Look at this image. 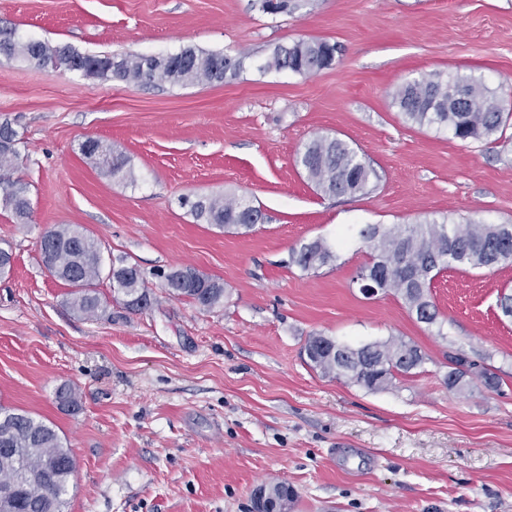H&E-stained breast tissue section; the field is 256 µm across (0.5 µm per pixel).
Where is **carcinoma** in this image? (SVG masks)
I'll return each mask as SVG.
<instances>
[{"label":"carcinoma","instance_id":"obj_1","mask_svg":"<svg viewBox=\"0 0 512 512\" xmlns=\"http://www.w3.org/2000/svg\"><path fill=\"white\" fill-rule=\"evenodd\" d=\"M8 42L0 41V55L7 58L76 62L79 68L105 81L136 86L164 81L173 86L200 83L224 84L241 75L245 57L225 65L226 55L187 47L160 56L150 80H144L147 58L142 54L82 55L67 45L41 40H23L13 30ZM336 45L324 40L299 39L288 46H276L262 69L288 70L307 75L317 67L329 69L335 63ZM393 103L411 124L450 130L462 141H496L497 134L512 121L497 92L468 75L443 77L440 73L401 83L392 93ZM21 135L10 123L0 125V210L25 221L31 212L28 184L14 177L18 169ZM95 167L112 178L133 179L129 160L101 143L94 152L81 151ZM297 163L307 178L328 196L365 194L372 170L362 154L346 141L321 136L306 143ZM195 220L219 229H251L263 222L264 214L248 197L226 199L223 195L199 197L189 203ZM358 236L368 250L369 261L360 271L382 274L381 291L398 297L408 313L420 323L433 325L440 313L432 301L433 281L451 269H486L512 264V224H459L424 222L382 227L366 224ZM46 270L74 291L68 304L73 311L94 318L103 310L96 290L101 280L113 296L131 310H140L139 300L148 295L145 275L123 256L104 264L95 239L72 224L52 227L39 247ZM337 259L335 250L317 238L292 250L291 263L303 272L315 271ZM160 287L175 299L186 298L203 309L224 303V281L204 275L191 266L160 271ZM304 353L311 367L324 375L343 378L371 391L382 390L397 376L408 375L425 364L426 356L414 344L399 337L360 345L340 342L321 334L308 337ZM444 382L462 391L478 382L498 391L504 380L458 349L448 353ZM58 406L67 412L80 408L75 388L64 385L56 392ZM74 472V460L55 428L26 413L0 407V484L13 488L10 498L0 502V512H65L66 495Z\"/></svg>","mask_w":512,"mask_h":512}]
</instances>
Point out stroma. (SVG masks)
Instances as JSON below:
<instances>
[{"mask_svg": "<svg viewBox=\"0 0 512 512\" xmlns=\"http://www.w3.org/2000/svg\"><path fill=\"white\" fill-rule=\"evenodd\" d=\"M0 0V27L86 55L246 53L223 85L135 86L0 57V121L19 131L17 177L32 212H0V405L52 423L75 469L66 512H253V490L288 482V512H512V266L448 270L431 288L441 325L353 279L364 224H512V125L493 144L407 124L391 92L434 73L512 85V0ZM324 39L335 64L266 72L278 45ZM318 136L362 152L368 193L331 197L296 154ZM101 140L135 178L99 172L79 146ZM248 196L250 230L197 222L180 197ZM79 224L104 258L146 276L151 304L113 300L87 318L42 266L39 240ZM326 238L317 271L292 249ZM189 265L223 280L224 304L168 297L153 273ZM359 344L400 337L426 354L414 374L370 391L313 369L309 336ZM488 358L504 383L448 389V351ZM71 385L82 409L61 411Z\"/></svg>", "mask_w": 512, "mask_h": 512, "instance_id": "35a3bbf8", "label": "stroma"}]
</instances>
